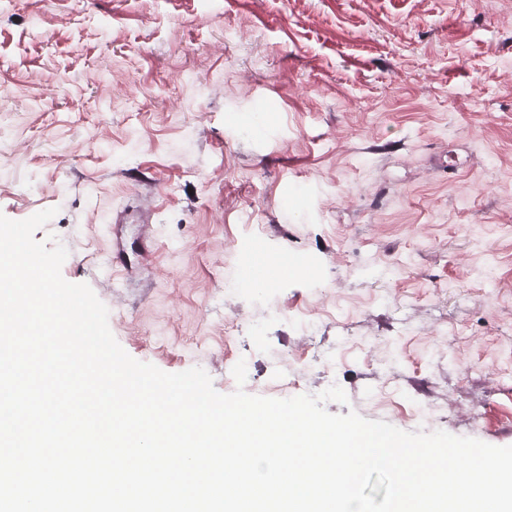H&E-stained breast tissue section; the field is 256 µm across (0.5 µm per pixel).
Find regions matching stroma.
Wrapping results in <instances>:
<instances>
[{"label": "stroma", "mask_w": 512, "mask_h": 512, "mask_svg": "<svg viewBox=\"0 0 512 512\" xmlns=\"http://www.w3.org/2000/svg\"><path fill=\"white\" fill-rule=\"evenodd\" d=\"M49 208L134 359L512 445V0H6L0 214ZM256 242L311 276L225 296Z\"/></svg>", "instance_id": "obj_1"}]
</instances>
